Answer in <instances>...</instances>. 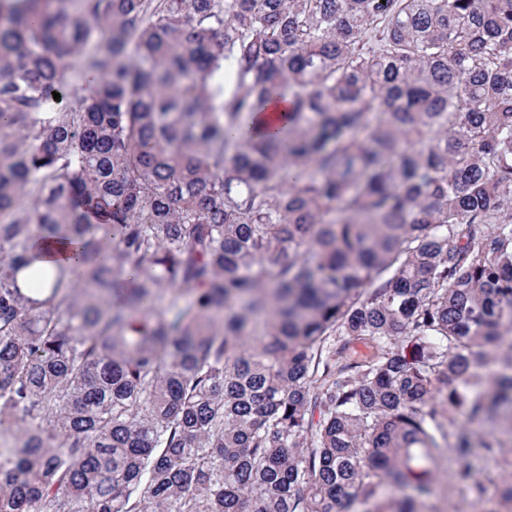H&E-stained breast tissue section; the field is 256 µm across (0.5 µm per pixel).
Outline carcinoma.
<instances>
[{
  "label": "carcinoma",
  "mask_w": 512,
  "mask_h": 512,
  "mask_svg": "<svg viewBox=\"0 0 512 512\" xmlns=\"http://www.w3.org/2000/svg\"><path fill=\"white\" fill-rule=\"evenodd\" d=\"M476 448L512 0H0V512H492Z\"/></svg>",
  "instance_id": "1"
}]
</instances>
